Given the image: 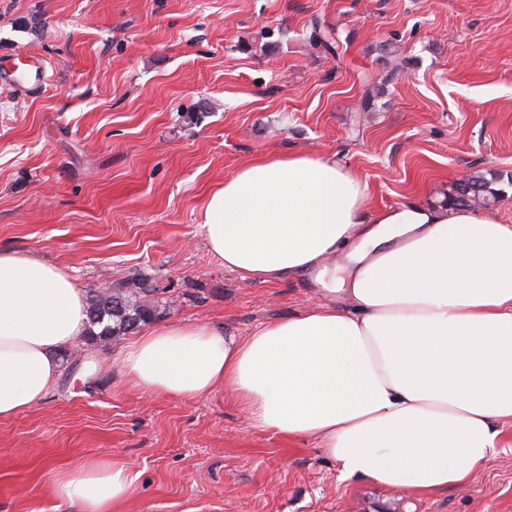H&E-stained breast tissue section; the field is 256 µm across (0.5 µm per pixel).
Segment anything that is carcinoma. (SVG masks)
<instances>
[{"mask_svg":"<svg viewBox=\"0 0 512 512\" xmlns=\"http://www.w3.org/2000/svg\"><path fill=\"white\" fill-rule=\"evenodd\" d=\"M308 40L321 46L331 45L332 36L327 25L319 17L308 24ZM502 198V193L492 188V181L482 175H471L458 183L446 204L449 206L489 205ZM88 335L91 342L102 343L117 340L148 321L151 310L134 294H122L111 290L90 292L86 303Z\"/></svg>","mask_w":512,"mask_h":512,"instance_id":"carcinoma-1","label":"carcinoma"}]
</instances>
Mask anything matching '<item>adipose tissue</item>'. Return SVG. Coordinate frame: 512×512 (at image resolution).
Masks as SVG:
<instances>
[{"mask_svg":"<svg viewBox=\"0 0 512 512\" xmlns=\"http://www.w3.org/2000/svg\"><path fill=\"white\" fill-rule=\"evenodd\" d=\"M367 196L328 157L239 167L202 212L211 253L245 279L310 278L326 300L242 337L156 328L121 364L148 395L224 389L255 428L317 440L341 478L461 486L512 425V224L413 200L368 218ZM85 322L83 291L61 266L0 251V420L46 398ZM55 488L80 512H115L135 478L102 456L58 474Z\"/></svg>","mask_w":512,"mask_h":512,"instance_id":"adipose-tissue-1","label":"adipose tissue"}]
</instances>
